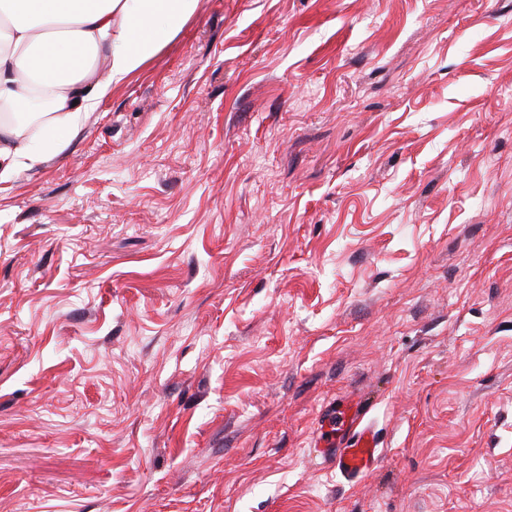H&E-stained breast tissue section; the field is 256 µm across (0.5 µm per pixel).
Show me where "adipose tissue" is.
<instances>
[{
	"mask_svg": "<svg viewBox=\"0 0 512 512\" xmlns=\"http://www.w3.org/2000/svg\"><path fill=\"white\" fill-rule=\"evenodd\" d=\"M198 0H0V103L23 112L32 84L44 85L51 107L42 124L62 149L110 84L139 70L196 13ZM43 152L13 119L0 117V181Z\"/></svg>",
	"mask_w": 512,
	"mask_h": 512,
	"instance_id": "obj_1",
	"label": "adipose tissue"
}]
</instances>
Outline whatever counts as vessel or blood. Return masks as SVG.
Segmentation results:
<instances>
[{
  "mask_svg": "<svg viewBox=\"0 0 512 512\" xmlns=\"http://www.w3.org/2000/svg\"><path fill=\"white\" fill-rule=\"evenodd\" d=\"M320 456L337 475L354 481L367 473L379 460L380 441L362 407L336 414V440L320 449Z\"/></svg>",
  "mask_w": 512,
  "mask_h": 512,
  "instance_id": "b4317fda",
  "label": "vessel or blood"
}]
</instances>
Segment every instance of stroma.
I'll use <instances>...</instances> for the list:
<instances>
[{"mask_svg": "<svg viewBox=\"0 0 512 512\" xmlns=\"http://www.w3.org/2000/svg\"><path fill=\"white\" fill-rule=\"evenodd\" d=\"M0 512H512V0H199L0 182ZM336 443L320 449L323 434L316 438L315 447L325 462L346 481H354L367 473L379 460L380 441L370 421L365 419L363 408L356 405L347 414L336 410Z\"/></svg>", "mask_w": 512, "mask_h": 512, "instance_id": "obj_1", "label": "stroma"}]
</instances>
